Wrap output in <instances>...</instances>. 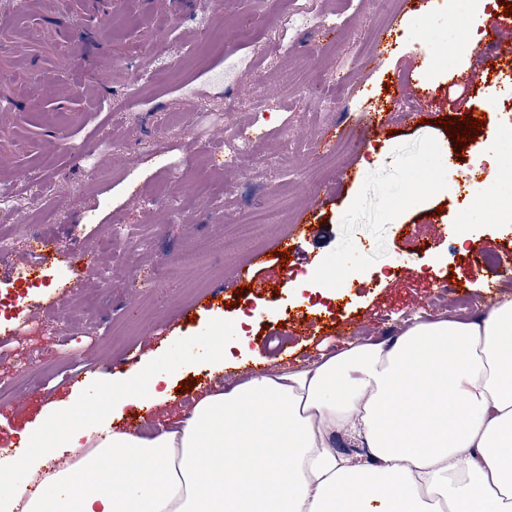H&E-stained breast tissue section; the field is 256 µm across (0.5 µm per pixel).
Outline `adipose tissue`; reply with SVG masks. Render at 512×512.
I'll return each mask as SVG.
<instances>
[{
	"label": "adipose tissue",
	"mask_w": 512,
	"mask_h": 512,
	"mask_svg": "<svg viewBox=\"0 0 512 512\" xmlns=\"http://www.w3.org/2000/svg\"><path fill=\"white\" fill-rule=\"evenodd\" d=\"M144 368L113 383L109 410L165 396ZM57 416L21 438L35 458L0 467L43 486L0 512H512V299L470 322H416L293 372L203 396L145 437ZM358 453L337 452V436ZM80 457L41 473L57 446Z\"/></svg>",
	"instance_id": "ef3b65f1"
}]
</instances>
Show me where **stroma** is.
Segmentation results:
<instances>
[{"mask_svg":"<svg viewBox=\"0 0 512 512\" xmlns=\"http://www.w3.org/2000/svg\"><path fill=\"white\" fill-rule=\"evenodd\" d=\"M433 0L397 20L390 0H23L0 22V233L13 261L30 257V238L49 242L53 261L25 300L29 325L0 352V449L29 455L19 438L28 425L48 427L49 412L73 399L102 407L112 384L146 366L166 377L169 401L151 410L125 406L112 427L142 435L165 429L195 403L258 372L297 370L321 355L369 338L385 342L419 316L460 321L512 296V277L475 268L478 254L512 255V223H492L486 206L512 187L485 158L489 141L512 155V112L495 108L480 70L469 89L449 98L452 77L473 66L495 9L472 0ZM391 30L384 56L378 36ZM463 49H456V41ZM172 63L157 71L154 54ZM416 70L429 98L393 101L384 87ZM153 74L134 83L135 71ZM111 109H104V102ZM388 109V131L364 141L357 119L369 103ZM474 115L484 122L464 144L467 165L431 174L444 123ZM255 128L263 153L224 170L206 148L236 129ZM341 134L329 138L330 129ZM168 154H161L163 143ZM482 169L471 179L468 164ZM183 174L170 179L171 169ZM357 176L347 181L346 169ZM223 192L198 198L200 181ZM469 183L463 211L445 185ZM317 205L315 233L297 235L295 217ZM270 214L250 225L253 211ZM447 233H440V225ZM111 253L96 243L112 226ZM467 239L456 243L457 229ZM236 234L227 253L224 241ZM291 237L287 260L272 254ZM97 253L96 266L84 257ZM271 254L259 270L262 289L236 293L235 269L254 254ZM352 257L329 298L306 292V277ZM290 285L276 289L274 275ZM66 289L59 310L45 306L51 289ZM222 289L224 308L198 300ZM259 313L236 350L219 365L210 336L235 341L233 328L250 306ZM307 312L316 326L280 335L286 312ZM76 366H102L77 386L57 376L65 354ZM190 389H183V382Z\"/></svg>","mask_w":512,"mask_h":512,"instance_id":"1","label":"stroma"}]
</instances>
